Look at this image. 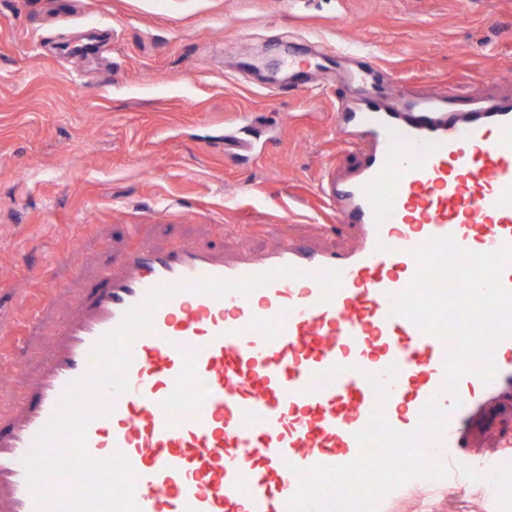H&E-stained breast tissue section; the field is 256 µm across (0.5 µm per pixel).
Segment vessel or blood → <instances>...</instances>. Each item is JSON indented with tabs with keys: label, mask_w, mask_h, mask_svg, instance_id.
Instances as JSON below:
<instances>
[{
	"label": "vessel or blood",
	"mask_w": 512,
	"mask_h": 512,
	"mask_svg": "<svg viewBox=\"0 0 512 512\" xmlns=\"http://www.w3.org/2000/svg\"><path fill=\"white\" fill-rule=\"evenodd\" d=\"M349 123L373 141L356 175L322 191L338 224L359 227L351 250L283 244L225 261L176 247L126 252L100 287L79 296L29 387L0 424V512H37L23 464L62 396L96 368L94 345L159 284L185 290L162 302L130 344L129 389L86 385L81 407L95 458L121 453L135 472L140 512H287L297 469L342 465L373 412L396 431L415 429L432 396L449 410L423 446L450 472L469 464L475 414L512 398V338L494 349L491 381L470 373L441 394L447 345L391 312L417 269L415 250L451 236L474 252L512 245V97L463 109L429 96L402 109L365 94ZM303 271L250 295L194 292L281 266ZM336 270L330 301L316 281Z\"/></svg>",
	"instance_id": "1"
}]
</instances>
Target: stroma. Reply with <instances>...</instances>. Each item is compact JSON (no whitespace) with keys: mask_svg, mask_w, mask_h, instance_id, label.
<instances>
[{"mask_svg":"<svg viewBox=\"0 0 512 512\" xmlns=\"http://www.w3.org/2000/svg\"><path fill=\"white\" fill-rule=\"evenodd\" d=\"M362 47L390 107L512 96V0H0V405L32 380L72 298L132 249L282 243L343 251L324 177L354 172L336 111L363 91ZM302 60L296 79L288 59ZM512 403L475 419L480 468L406 488L386 512H512Z\"/></svg>","mask_w":512,"mask_h":512,"instance_id":"stroma-1","label":"stroma"}]
</instances>
